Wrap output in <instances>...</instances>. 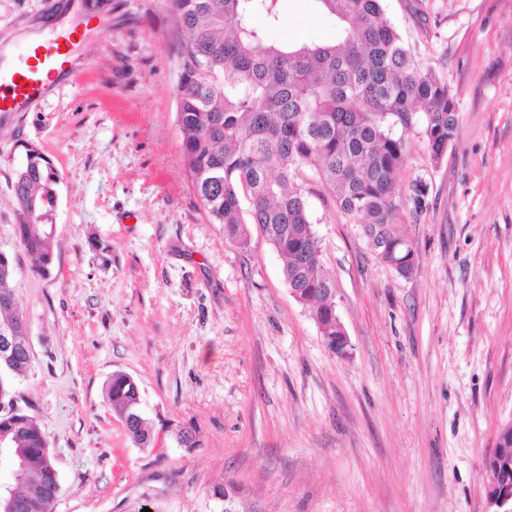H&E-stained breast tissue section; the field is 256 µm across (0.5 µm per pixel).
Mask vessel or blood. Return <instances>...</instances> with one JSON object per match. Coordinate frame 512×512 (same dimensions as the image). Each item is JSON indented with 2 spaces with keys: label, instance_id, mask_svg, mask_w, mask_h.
<instances>
[{
  "label": "vessel or blood",
  "instance_id": "vessel-or-blood-1",
  "mask_svg": "<svg viewBox=\"0 0 512 512\" xmlns=\"http://www.w3.org/2000/svg\"><path fill=\"white\" fill-rule=\"evenodd\" d=\"M68 42V36L59 35L15 54L11 64L0 70V112L22 109L66 70L69 54L64 46Z\"/></svg>",
  "mask_w": 512,
  "mask_h": 512
}]
</instances>
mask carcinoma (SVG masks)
Wrapping results in <instances>:
<instances>
[{
    "label": "carcinoma",
    "instance_id": "obj_1",
    "mask_svg": "<svg viewBox=\"0 0 512 512\" xmlns=\"http://www.w3.org/2000/svg\"><path fill=\"white\" fill-rule=\"evenodd\" d=\"M280 0H169L186 37L175 47L179 69L177 122L184 166L209 223L224 225L240 245L249 225L260 228L285 259L283 275L297 300L313 307L321 335L338 336L333 282L320 264V240L306 198L294 184L304 169L330 191L375 256L398 275L413 272L417 251L397 230L393 192L405 157L404 133L424 112L433 159L455 135V103L448 85L413 59L386 17L383 0H313L335 17L333 43L290 45L271 37ZM266 24L257 26L255 14ZM24 178L15 181L19 209L46 201L39 230L17 225L35 274H51L48 223L60 174L38 148L27 149ZM248 209H243V204ZM14 269L0 252V304L13 299ZM31 360L19 348L0 362V434L21 503L18 512H53L59 474L50 471L48 440L36 416L16 405L14 380ZM107 405L135 445L149 432L136 381L115 371L104 388Z\"/></svg>",
    "mask_w": 512,
    "mask_h": 512
}]
</instances>
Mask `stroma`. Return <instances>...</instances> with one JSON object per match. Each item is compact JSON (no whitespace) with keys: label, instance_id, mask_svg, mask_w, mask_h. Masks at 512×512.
<instances>
[{"label":"stroma","instance_id":"35a3bbf8","mask_svg":"<svg viewBox=\"0 0 512 512\" xmlns=\"http://www.w3.org/2000/svg\"><path fill=\"white\" fill-rule=\"evenodd\" d=\"M383 8L447 84L457 125L438 161L422 124L405 135L408 277L300 181L349 336L341 358L261 232L243 247L208 221L181 155L184 32L167 0H0V52L59 27L79 36L73 73L0 112V251L32 347L14 391L47 437L56 512H217L228 483L255 512H489L484 459L512 424V0ZM280 11V41L336 37L311 0ZM29 144L61 176L46 278L17 236ZM116 371L139 386L148 449L104 400Z\"/></svg>","mask_w":512,"mask_h":512}]
</instances>
